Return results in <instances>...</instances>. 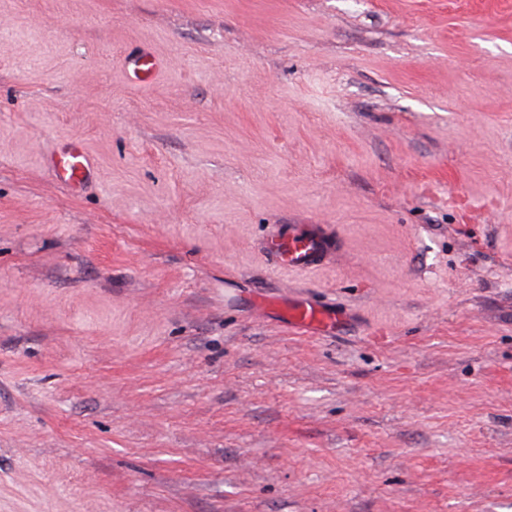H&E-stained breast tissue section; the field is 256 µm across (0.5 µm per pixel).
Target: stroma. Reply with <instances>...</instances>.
Wrapping results in <instances>:
<instances>
[{"label": "stroma", "instance_id": "obj_1", "mask_svg": "<svg viewBox=\"0 0 512 512\" xmlns=\"http://www.w3.org/2000/svg\"><path fill=\"white\" fill-rule=\"evenodd\" d=\"M0 512H512V0H0ZM124 69L132 80L146 84L153 74L162 67V61L148 48L124 56ZM47 161L57 180L75 191L81 190L94 175V162L80 140L61 145ZM332 248V241L319 224H307L301 228L289 226L288 235H282L270 250L281 265L306 271L320 266ZM280 317L290 328L315 332L336 328L343 314L306 301H290L280 310Z\"/></svg>", "mask_w": 512, "mask_h": 512}]
</instances>
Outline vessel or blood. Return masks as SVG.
Masks as SVG:
<instances>
[{
    "label": "vessel or blood",
    "instance_id": "b4317fda",
    "mask_svg": "<svg viewBox=\"0 0 512 512\" xmlns=\"http://www.w3.org/2000/svg\"><path fill=\"white\" fill-rule=\"evenodd\" d=\"M161 66V59L146 48L124 58L129 76L139 84L147 83ZM48 164L57 180L75 191L82 189L95 171L91 156L78 140L55 149L48 157ZM332 248L330 238L320 225L307 224L289 228L287 235L273 243L271 251L281 265L306 271L320 266ZM280 316L288 327L312 332L334 329L342 319L341 314L306 301L286 304Z\"/></svg>",
    "mask_w": 512,
    "mask_h": 512
}]
</instances>
